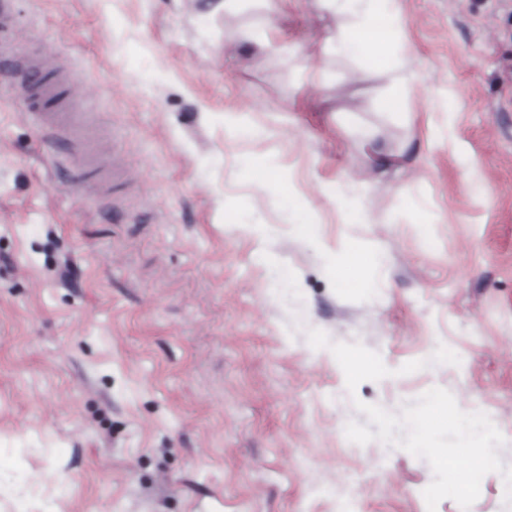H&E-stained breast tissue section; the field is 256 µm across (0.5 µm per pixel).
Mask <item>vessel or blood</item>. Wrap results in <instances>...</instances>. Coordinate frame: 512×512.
<instances>
[{
  "label": "vessel or blood",
  "instance_id": "obj_1",
  "mask_svg": "<svg viewBox=\"0 0 512 512\" xmlns=\"http://www.w3.org/2000/svg\"><path fill=\"white\" fill-rule=\"evenodd\" d=\"M15 74L21 76L25 106L42 136L60 143L75 121L69 110L70 92L78 84L76 72L57 67L46 69L36 56L11 60Z\"/></svg>",
  "mask_w": 512,
  "mask_h": 512
}]
</instances>
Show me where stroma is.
I'll use <instances>...</instances> for the list:
<instances>
[{"instance_id": "1", "label": "stroma", "mask_w": 512, "mask_h": 512, "mask_svg": "<svg viewBox=\"0 0 512 512\" xmlns=\"http://www.w3.org/2000/svg\"><path fill=\"white\" fill-rule=\"evenodd\" d=\"M395 6L408 68L317 0H15L123 185L54 169L0 64V512H427L429 463L345 427L434 387L512 467V0ZM311 329L392 376L348 391Z\"/></svg>"}]
</instances>
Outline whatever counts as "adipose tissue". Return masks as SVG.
<instances>
[{"label": "adipose tissue", "mask_w": 512, "mask_h": 512, "mask_svg": "<svg viewBox=\"0 0 512 512\" xmlns=\"http://www.w3.org/2000/svg\"><path fill=\"white\" fill-rule=\"evenodd\" d=\"M323 11L346 17L336 30L337 52L358 58L382 56L397 37L401 23L393 0H319Z\"/></svg>", "instance_id": "ef3b65f1"}]
</instances>
